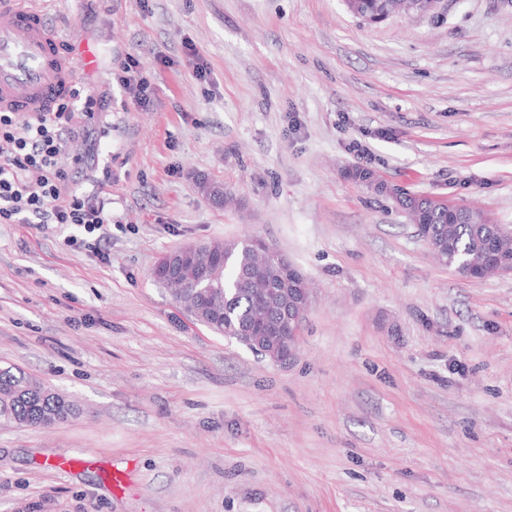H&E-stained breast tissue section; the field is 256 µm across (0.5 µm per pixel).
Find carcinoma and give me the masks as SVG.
<instances>
[{"label":"carcinoma","mask_w":512,"mask_h":512,"mask_svg":"<svg viewBox=\"0 0 512 512\" xmlns=\"http://www.w3.org/2000/svg\"><path fill=\"white\" fill-rule=\"evenodd\" d=\"M390 3L391 0H347L349 10L367 23L387 20ZM403 207L411 212L412 222L421 226L427 244L442 264L456 271L471 270L478 278H492L512 270V234L491 223L483 212L430 197L405 198ZM498 238L505 240L506 245L501 266L487 267L485 255ZM259 261L252 237L205 242L196 253V267L181 270L179 278L166 280L162 285L205 326L209 325L212 312L223 313L212 330L237 334V342L247 346L256 304L264 297L261 289L249 280L250 269ZM202 268L208 270L206 288L196 282L197 270ZM75 414L61 397L48 392L42 381L18 368L0 366V419L37 427L49 416L61 422Z\"/></svg>","instance_id":"1"}]
</instances>
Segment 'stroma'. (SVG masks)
<instances>
[{"instance_id": "obj_1", "label": "stroma", "mask_w": 512, "mask_h": 512, "mask_svg": "<svg viewBox=\"0 0 512 512\" xmlns=\"http://www.w3.org/2000/svg\"><path fill=\"white\" fill-rule=\"evenodd\" d=\"M49 19L100 60L84 84L108 106L67 170L112 221L95 251L73 224H0V365L79 409L0 426V512H512V274L449 269L348 176L512 228V0L376 25L345 0H56ZM131 56L144 106L115 79ZM246 235L313 290L284 363L152 276Z\"/></svg>"}]
</instances>
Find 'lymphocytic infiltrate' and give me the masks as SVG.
I'll list each match as a JSON object with an SVG mask.
<instances>
[{"label":"lymphocytic infiltrate","instance_id":"1","mask_svg":"<svg viewBox=\"0 0 512 512\" xmlns=\"http://www.w3.org/2000/svg\"><path fill=\"white\" fill-rule=\"evenodd\" d=\"M102 101L88 89L76 88L69 101L46 115L22 120L0 113V223L75 224L86 233L107 222L103 204L69 185L63 165L79 137L77 120L91 118Z\"/></svg>","mask_w":512,"mask_h":512}]
</instances>
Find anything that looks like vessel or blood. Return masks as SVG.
Returning a JSON list of instances; mask_svg holds the SVG:
<instances>
[{"label":"vessel or blood","mask_w":512,"mask_h":512,"mask_svg":"<svg viewBox=\"0 0 512 512\" xmlns=\"http://www.w3.org/2000/svg\"><path fill=\"white\" fill-rule=\"evenodd\" d=\"M48 0H0V112L33 118L67 99L98 58L53 26Z\"/></svg>","instance_id":"vessel-or-blood-1"}]
</instances>
